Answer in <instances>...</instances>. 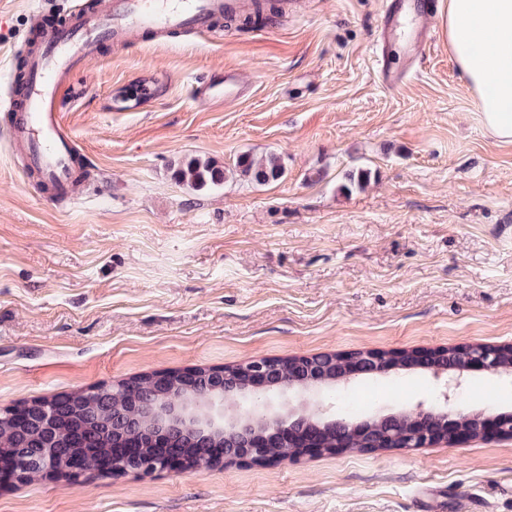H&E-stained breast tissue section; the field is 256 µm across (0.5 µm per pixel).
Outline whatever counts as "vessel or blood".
I'll use <instances>...</instances> for the list:
<instances>
[{
    "label": "vessel or blood",
    "mask_w": 512,
    "mask_h": 512,
    "mask_svg": "<svg viewBox=\"0 0 512 512\" xmlns=\"http://www.w3.org/2000/svg\"><path fill=\"white\" fill-rule=\"evenodd\" d=\"M242 5V0H75L69 24L39 27L11 133L48 194L54 198L66 196L78 174L73 140L60 112L62 78L68 70L92 57L101 42H119L136 31L190 30L208 35L217 15ZM411 12L410 0H386L378 29L383 48H390L401 37L408 55L414 58L433 36L427 28L407 24ZM243 95L238 72L228 69L220 78L196 80L193 104L204 111L213 102H233Z\"/></svg>",
    "instance_id": "vessel-or-blood-1"
}]
</instances>
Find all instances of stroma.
Returning a JSON list of instances; mask_svg holds the SVG:
<instances>
[{
  "instance_id": "obj_1",
  "label": "stroma",
  "mask_w": 512,
  "mask_h": 512,
  "mask_svg": "<svg viewBox=\"0 0 512 512\" xmlns=\"http://www.w3.org/2000/svg\"><path fill=\"white\" fill-rule=\"evenodd\" d=\"M0 0V410L153 372L324 353L512 345V142L485 130L429 0L435 38L405 82L375 77L385 0H287L258 26L98 46L61 91L96 178L52 205L9 136L34 18ZM245 99L198 111L197 77ZM154 96L123 110L119 89ZM278 154L277 182L194 193L183 159ZM365 170L363 189L339 187ZM431 372L361 379L344 417L431 400ZM471 410L512 412L476 372ZM0 512H512V439L324 453L275 465L0 485Z\"/></svg>"
}]
</instances>
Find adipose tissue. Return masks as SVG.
Here are the masks:
<instances>
[{
  "label": "adipose tissue",
  "instance_id": "adipose-tissue-1",
  "mask_svg": "<svg viewBox=\"0 0 512 512\" xmlns=\"http://www.w3.org/2000/svg\"><path fill=\"white\" fill-rule=\"evenodd\" d=\"M443 25L485 127L512 142V0H448Z\"/></svg>",
  "mask_w": 512,
  "mask_h": 512
}]
</instances>
